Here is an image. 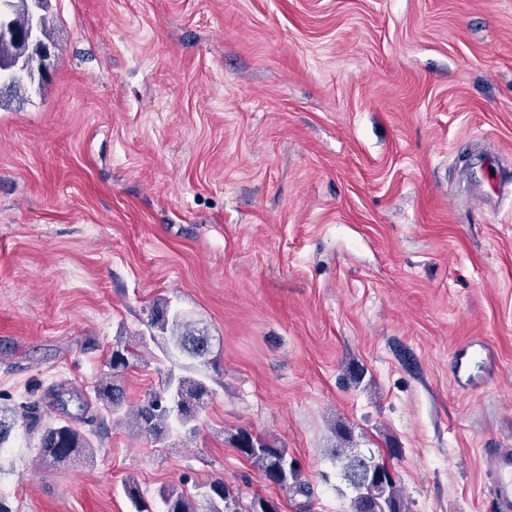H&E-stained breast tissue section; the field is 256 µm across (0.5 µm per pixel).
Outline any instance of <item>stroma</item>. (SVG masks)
Masks as SVG:
<instances>
[{"label": "stroma", "instance_id": "stroma-1", "mask_svg": "<svg viewBox=\"0 0 512 512\" xmlns=\"http://www.w3.org/2000/svg\"><path fill=\"white\" fill-rule=\"evenodd\" d=\"M51 55L0 88V406L66 415L117 337L130 403L189 360L166 305L212 338L192 427L92 452L0 447L8 512H131L137 483L224 480L279 512H350L333 458L387 453L409 512H498L485 452L512 448V0H50ZM495 350L457 390L453 351ZM364 370L360 383L345 372ZM287 448L307 493L234 448ZM452 378L463 392L481 388L496 371V358L488 344L471 342L456 349L452 355Z\"/></svg>", "mask_w": 512, "mask_h": 512}]
</instances>
